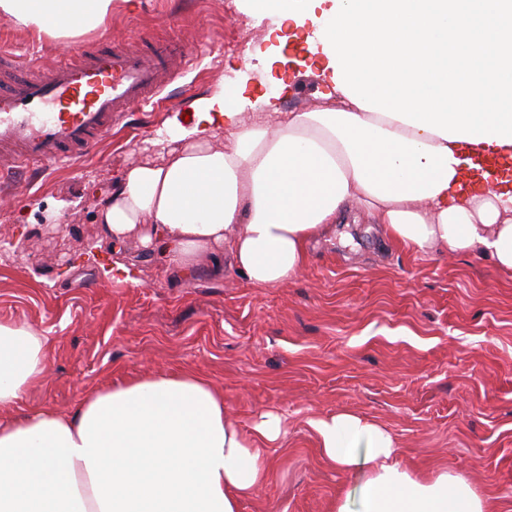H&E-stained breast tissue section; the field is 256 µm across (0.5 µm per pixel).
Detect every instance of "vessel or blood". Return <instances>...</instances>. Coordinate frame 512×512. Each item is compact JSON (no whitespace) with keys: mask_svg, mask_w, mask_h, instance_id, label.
Returning <instances> with one entry per match:
<instances>
[{"mask_svg":"<svg viewBox=\"0 0 512 512\" xmlns=\"http://www.w3.org/2000/svg\"><path fill=\"white\" fill-rule=\"evenodd\" d=\"M164 40L146 48L100 38L68 58L20 71L0 55V169L51 170L92 154L101 135L155 102L183 74Z\"/></svg>","mask_w":512,"mask_h":512,"instance_id":"obj_1","label":"vessel or blood"}]
</instances>
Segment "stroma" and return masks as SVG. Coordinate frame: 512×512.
Instances as JSON below:
<instances>
[{"label":"stroma","instance_id":"stroma-1","mask_svg":"<svg viewBox=\"0 0 512 512\" xmlns=\"http://www.w3.org/2000/svg\"><path fill=\"white\" fill-rule=\"evenodd\" d=\"M104 30L132 44L159 35L198 57L97 153L39 180L12 176V194L0 197V321L32 325L49 346L22 410L70 412L95 389L190 369L223 390L224 413L242 431L267 411L286 419L269 478L240 512L357 505L365 471L329 465L309 426L340 412L388 428L403 466L461 477L490 512H512V274L490 261L411 251L354 206L280 287H252L231 269L175 280L135 245L127 259L139 285L104 274L112 256L99 245L98 201L184 126L192 100L220 86L246 115L261 97L305 112L330 90L303 36L251 0H116ZM81 41L0 18V51L23 66Z\"/></svg>","mask_w":512,"mask_h":512}]
</instances>
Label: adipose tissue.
<instances>
[{"label":"adipose tissue","instance_id":"obj_1","mask_svg":"<svg viewBox=\"0 0 512 512\" xmlns=\"http://www.w3.org/2000/svg\"><path fill=\"white\" fill-rule=\"evenodd\" d=\"M114 0H0V17L54 38L105 26ZM308 26L328 101L242 119L223 90L194 103L179 146L123 170L98 207L114 254L132 242L189 280L233 266L256 288L295 279L312 240L358 204L415 252L488 258L512 273V0H261ZM48 340L0 322V409L44 377ZM326 459L365 467L358 512H487L468 483L424 479L392 434L351 412L314 420ZM284 419L242 433L207 377L156 373L89 392L75 411L0 418V512H239L265 483Z\"/></svg>","mask_w":512,"mask_h":512}]
</instances>
